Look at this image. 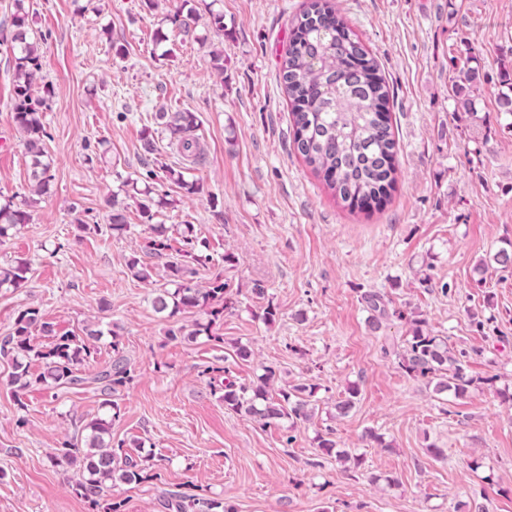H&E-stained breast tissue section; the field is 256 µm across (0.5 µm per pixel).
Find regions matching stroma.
<instances>
[{"instance_id": "35a3bbf8", "label": "stroma", "mask_w": 512, "mask_h": 512, "mask_svg": "<svg viewBox=\"0 0 512 512\" xmlns=\"http://www.w3.org/2000/svg\"><path fill=\"white\" fill-rule=\"evenodd\" d=\"M307 2L191 0L184 36L168 20L181 0H24L54 90L44 114L54 178L30 223L0 243V265H29L24 287L0 288V335L26 308L59 335L88 322L117 327L132 380L115 395L112 439L142 442L158 472L113 488L120 512H162L165 491L219 498L236 512H470L476 499L512 512V402L500 397L512 390V269L475 271L512 240V131L498 115L512 0H329L390 87L397 181L368 209L334 198L294 146L280 66ZM13 12L14 0H0L4 202L31 180L11 105ZM465 65L480 79L464 90ZM463 96L475 115L459 111ZM162 110L195 113L202 162L165 138L143 154L142 132ZM179 167L199 193L168 180ZM128 180L152 184L153 224L168 237L193 225L198 250L213 258L199 280L223 272L233 305L214 340L170 339L151 305L165 279L151 287L129 272L133 256L158 269L164 261L146 247L153 224ZM110 197L127 215L119 236L102 229ZM365 291L425 318L481 385L458 398L403 372L397 353L410 325L391 318L371 330ZM269 304L277 316L267 324L259 314ZM240 344L250 358L238 357ZM264 366L279 385L316 386L311 421L265 427L225 407L223 379L248 386ZM10 372L0 360V512H89L73 489L77 466L55 456L100 414L99 392L34 387L18 404ZM352 384L356 405L337 416ZM327 432L336 454L317 446ZM342 451L361 467L345 470ZM376 475L395 483H373Z\"/></svg>"}]
</instances>
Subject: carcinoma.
Wrapping results in <instances>:
<instances>
[{"instance_id":"obj_1","label":"carcinoma","mask_w":512,"mask_h":512,"mask_svg":"<svg viewBox=\"0 0 512 512\" xmlns=\"http://www.w3.org/2000/svg\"><path fill=\"white\" fill-rule=\"evenodd\" d=\"M14 2L11 42L16 83L12 110L16 124L25 134L32 172L28 195L18 203L0 204V243L9 231L29 223L31 214L27 207L31 196L45 192L52 179V166L45 150L49 133L43 123V112L50 108L51 88L45 84L42 94L35 91L41 72L40 42L44 38L34 37L28 17L22 13L21 0ZM281 77L293 103L294 143L306 165L342 202L352 204L358 199L365 205L378 204L396 180L397 142L389 124L380 121V110L390 97L389 86L363 43L322 0H312L296 17ZM502 84L505 90L499 93L500 113L509 119L506 128L512 130V77L503 76ZM156 120L185 157L195 162L202 158L194 135L195 113L159 112ZM108 206L112 214L107 231L118 234L127 229L122 207L112 199ZM153 230L157 237L148 241L150 252L160 254L171 249L162 225L153 226ZM180 243V252L193 265L178 259L167 262L166 278L174 288L159 289L151 299L152 307L169 321L167 335L172 339L186 334L185 327L179 325L180 314L188 309H204L207 322L195 323V329L186 335L192 339L204 335L218 341L220 337L212 334L213 326L232 304L224 275H215L203 286L198 283V267L206 266L210 257L196 253L194 225H184ZM128 269L135 278L152 282L154 269L141 259L131 258ZM28 270L25 261L0 266V287H21ZM362 301L371 312L368 324L373 330L379 329L391 313L409 321L411 336L397 353L399 366L408 375L435 384L440 393L451 391L456 397L464 396L477 383L467 374L447 339L434 334L426 319L403 310L388 311L389 302L378 292L364 293ZM35 332L52 337V341L45 345L34 341ZM107 334L112 336L111 362L99 371L82 373L83 362L97 352L98 343ZM0 358L11 364L8 386L21 407L24 392L36 385L49 389L94 385L104 396L103 414L84 424L74 438L62 442L56 459L83 466L75 491L94 512H118V505L109 501L112 488L141 483L153 466L151 454L144 452L142 443L134 440L128 445L123 441L112 444V421L119 417L120 408L111 396L131 381L129 361L120 349L118 334L112 329L105 332L85 324L58 336L39 310L27 308L19 313L10 332L0 336ZM33 360L41 367L36 375L29 371ZM262 370L250 386L224 378V405L263 426L283 419H312L315 387L278 388L275 369L264 366ZM161 503L168 512H197L196 499L181 493L166 492Z\"/></svg>"}]
</instances>
